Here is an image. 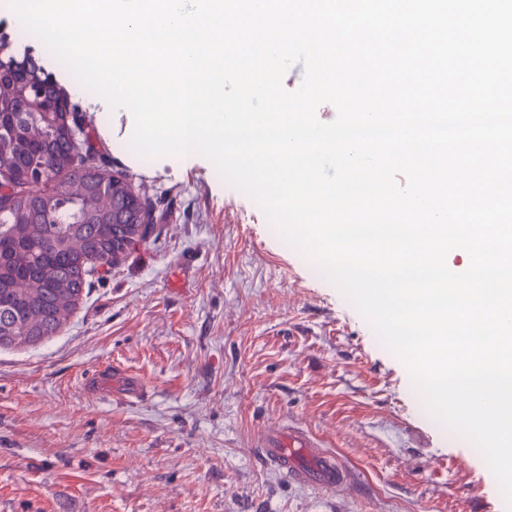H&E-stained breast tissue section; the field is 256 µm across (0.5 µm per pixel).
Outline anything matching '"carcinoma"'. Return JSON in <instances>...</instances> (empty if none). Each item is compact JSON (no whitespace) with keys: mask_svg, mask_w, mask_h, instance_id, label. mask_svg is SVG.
<instances>
[{"mask_svg":"<svg viewBox=\"0 0 512 512\" xmlns=\"http://www.w3.org/2000/svg\"><path fill=\"white\" fill-rule=\"evenodd\" d=\"M0 26V348L34 344L73 315L98 267L153 218L128 177L99 163L81 106Z\"/></svg>","mask_w":512,"mask_h":512,"instance_id":"cac0c4a2","label":"carcinoma"}]
</instances>
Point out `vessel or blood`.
Segmentation results:
<instances>
[{
	"label": "vessel or blood",
	"mask_w": 512,
	"mask_h": 512,
	"mask_svg": "<svg viewBox=\"0 0 512 512\" xmlns=\"http://www.w3.org/2000/svg\"><path fill=\"white\" fill-rule=\"evenodd\" d=\"M256 446L270 466L304 487L333 490L350 477L336 454L303 428L288 426L262 432Z\"/></svg>",
	"instance_id": "1"
}]
</instances>
